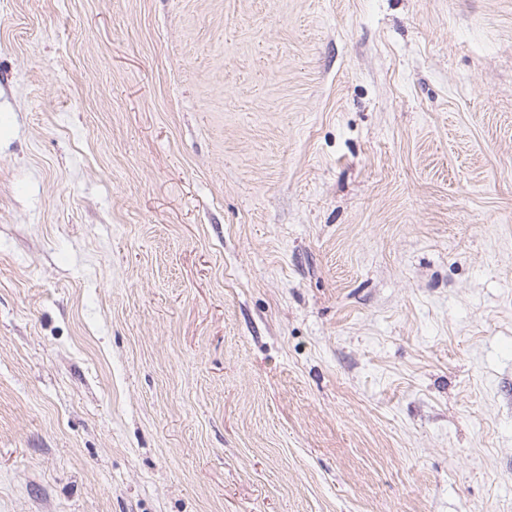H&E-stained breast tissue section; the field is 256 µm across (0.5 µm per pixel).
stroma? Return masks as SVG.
Masks as SVG:
<instances>
[{
  "instance_id": "stroma-1",
  "label": "stroma",
  "mask_w": 512,
  "mask_h": 512,
  "mask_svg": "<svg viewBox=\"0 0 512 512\" xmlns=\"http://www.w3.org/2000/svg\"><path fill=\"white\" fill-rule=\"evenodd\" d=\"M0 512H512V0H0Z\"/></svg>"
}]
</instances>
